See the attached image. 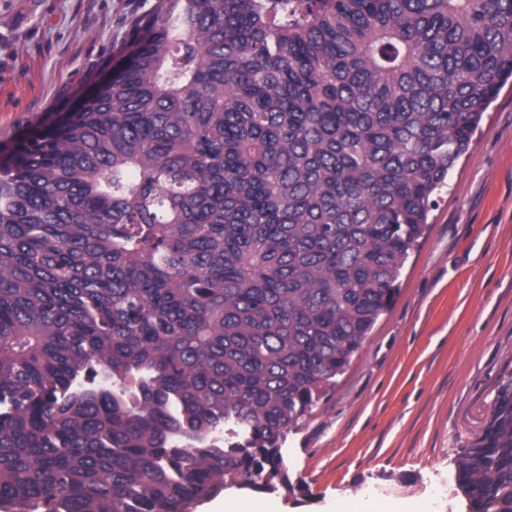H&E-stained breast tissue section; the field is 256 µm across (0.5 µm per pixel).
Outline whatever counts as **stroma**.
Here are the masks:
<instances>
[{
  "label": "stroma",
  "instance_id": "1",
  "mask_svg": "<svg viewBox=\"0 0 512 512\" xmlns=\"http://www.w3.org/2000/svg\"><path fill=\"white\" fill-rule=\"evenodd\" d=\"M154 0H0V158L64 115L120 59ZM394 295L336 385L289 429L290 482L223 499L334 512L366 488L413 512H469L458 452L512 373V82L434 197Z\"/></svg>",
  "mask_w": 512,
  "mask_h": 512
}]
</instances>
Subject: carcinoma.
<instances>
[{"label": "carcinoma", "instance_id": "cac0c4a2", "mask_svg": "<svg viewBox=\"0 0 512 512\" xmlns=\"http://www.w3.org/2000/svg\"><path fill=\"white\" fill-rule=\"evenodd\" d=\"M130 30L111 79L0 161L14 512L289 487L281 440L512 77V0H155ZM101 370L112 389L76 387ZM457 485L512 512V373Z\"/></svg>", "mask_w": 512, "mask_h": 512}]
</instances>
